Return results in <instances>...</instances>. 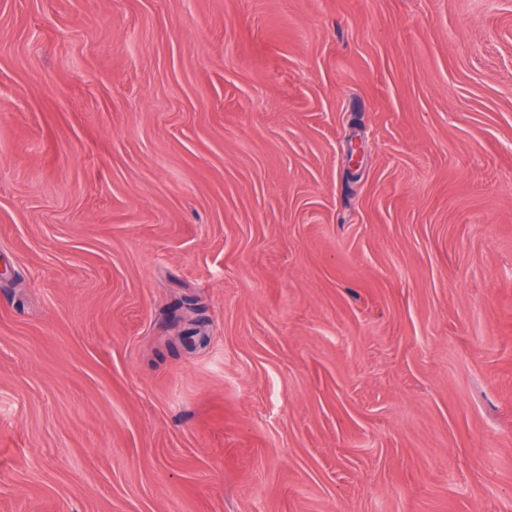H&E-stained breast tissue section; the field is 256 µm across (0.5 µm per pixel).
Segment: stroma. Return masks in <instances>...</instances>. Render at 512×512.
<instances>
[{
  "mask_svg": "<svg viewBox=\"0 0 512 512\" xmlns=\"http://www.w3.org/2000/svg\"><path fill=\"white\" fill-rule=\"evenodd\" d=\"M0 512H512V0H0Z\"/></svg>",
  "mask_w": 512,
  "mask_h": 512,
  "instance_id": "1",
  "label": "stroma"
}]
</instances>
